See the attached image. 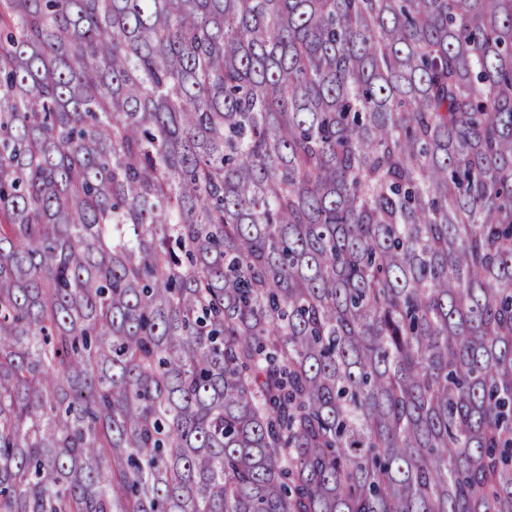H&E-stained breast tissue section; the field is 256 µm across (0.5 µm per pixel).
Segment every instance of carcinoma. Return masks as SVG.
<instances>
[{"label":"carcinoma","instance_id":"1","mask_svg":"<svg viewBox=\"0 0 512 512\" xmlns=\"http://www.w3.org/2000/svg\"><path fill=\"white\" fill-rule=\"evenodd\" d=\"M0 512H512V0H0Z\"/></svg>","mask_w":512,"mask_h":512}]
</instances>
